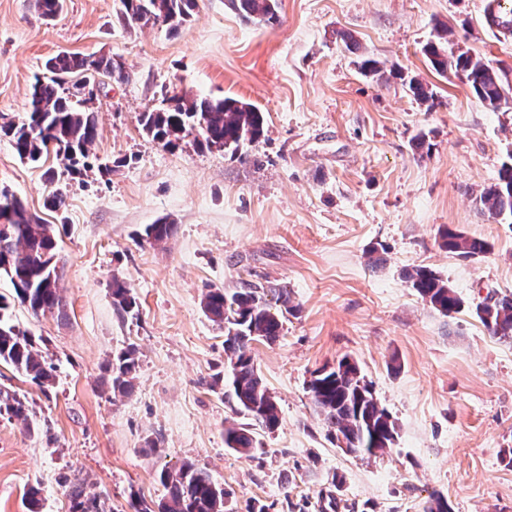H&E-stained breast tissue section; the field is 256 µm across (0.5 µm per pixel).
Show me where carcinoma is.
<instances>
[{
    "instance_id": "1",
    "label": "carcinoma",
    "mask_w": 512,
    "mask_h": 512,
    "mask_svg": "<svg viewBox=\"0 0 512 512\" xmlns=\"http://www.w3.org/2000/svg\"><path fill=\"white\" fill-rule=\"evenodd\" d=\"M119 20L126 27L162 23L172 32L191 21L197 0H144L145 9L129 12L130 0H120ZM232 7L248 21L267 24L277 21V0H231ZM485 20L491 27L512 33V9L494 14L487 9ZM424 53L432 68L443 75L453 71L483 104L496 110L508 99L512 89L505 86L500 74L482 57L468 51H448L445 45L430 42ZM45 72L37 74L31 86L25 120L0 124V133L8 137L16 155L23 161L39 163L56 149L67 167L78 174L91 169L87 159L98 131L95 113L84 108L78 98L80 78L95 81L98 76L125 81L128 73L110 56H79L59 53L49 58ZM411 95L420 102L434 101L428 85L412 77L405 82ZM264 115L256 106L239 100L173 96L166 108L146 111L140 116L142 131L169 148L193 132L201 136L199 145L219 148L236 154L246 143L264 134ZM477 209L500 224L512 225V151L507 152L496 182L483 188L476 198ZM0 277L12 284L13 300L32 313L64 314V301L58 286L59 276L45 272L44 256L55 255V229L30 213L23 201L3 191L0 193ZM174 233L172 224H149L144 237L149 242L162 241ZM442 247L465 259L483 257L491 244L468 237L449 228L441 232ZM410 288L444 316L458 313L463 300L434 270L418 266L405 275ZM112 298L116 309L130 313L138 307L136 298L125 283L112 279ZM275 299L285 312L291 313L290 294L284 285H258L245 282L232 292L221 288L209 290L203 300L206 316L224 325V356L227 370L216 381L224 383V400L236 413L247 419L238 426L224 429L225 445L240 455L253 457L256 439L252 427L268 431L279 425L275 397L258 373L251 346L256 341L276 342L283 322L271 312L269 302ZM9 307L0 295V363L4 362L28 376L42 388L56 378L55 367L37 350L34 340L1 311ZM475 314L489 335L512 340V293L491 291L475 307ZM139 367L138 349L130 345L112 361V392L127 393ZM312 401L328 428L332 440L344 441L346 447L361 456L387 452L395 444L398 426L391 414L378 402L371 384L360 376L356 364L343 359L332 369L317 371L308 385ZM5 413L24 422L29 418L26 397L0 388V414ZM69 487L70 512H113L104 499L86 491L84 479L64 478ZM158 482L163 497L147 501L140 493L131 494L134 512H224L229 493L210 474L186 460L176 469L162 468ZM423 512H452L448 498L434 491L429 494Z\"/></svg>"
}]
</instances>
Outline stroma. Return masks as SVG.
I'll use <instances>...</instances> for the list:
<instances>
[{
    "label": "stroma",
    "mask_w": 512,
    "mask_h": 512,
    "mask_svg": "<svg viewBox=\"0 0 512 512\" xmlns=\"http://www.w3.org/2000/svg\"><path fill=\"white\" fill-rule=\"evenodd\" d=\"M487 3L280 0L265 24L244 21L229 0H198L173 33L123 27L120 0H64L52 20L32 0H0L1 118L23 119L35 75L58 53L106 55L129 74L99 78L86 103L98 125L89 174L56 156L42 168L22 162L0 136V190L55 225L65 303L61 316L13 301L6 312L56 380L42 388L0 364V388L24 395L32 418L0 417V512H27L32 485L41 512H69L65 475L131 512V492L159 500L156 471L186 459L229 491V512L252 499L269 512H318L329 490L354 512H422L434 491L453 512H512V468L500 458L512 448V340L490 336L473 312L490 290L512 293V226L474 202L512 150V105L484 106L423 53L446 32L448 48L512 83V35L487 24ZM366 57L380 76L360 71ZM406 76L433 89V105L408 94ZM176 94L253 104L265 135L241 158L191 135L168 149L139 119ZM54 193L65 200L56 211L45 206ZM159 222L175 233L143 240ZM447 227L491 252H449ZM417 266L447 279L463 310L446 317L419 297L405 279ZM116 278L135 312L114 307ZM269 281L287 286L297 310L282 314L278 341L251 347L280 422L256 431L247 459L224 445L225 427L243 418L214 384L224 330L203 299ZM131 345L139 369L123 396L108 366ZM344 358L399 426L382 456L343 452L311 401L313 372Z\"/></svg>",
    "instance_id": "stroma-1"
}]
</instances>
